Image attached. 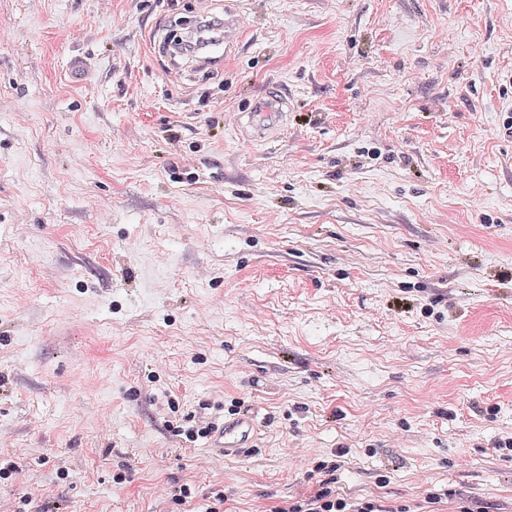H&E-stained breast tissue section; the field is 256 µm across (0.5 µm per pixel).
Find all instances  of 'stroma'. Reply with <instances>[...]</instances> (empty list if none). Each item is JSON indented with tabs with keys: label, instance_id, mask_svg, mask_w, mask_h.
Wrapping results in <instances>:
<instances>
[{
	"label": "stroma",
	"instance_id": "1",
	"mask_svg": "<svg viewBox=\"0 0 512 512\" xmlns=\"http://www.w3.org/2000/svg\"><path fill=\"white\" fill-rule=\"evenodd\" d=\"M227 10L233 59L161 56ZM509 123L512 0H0V512H262L340 448L337 492L512 512ZM258 424L253 416L225 420L218 426L208 448L223 458L239 457L245 448H254L258 436Z\"/></svg>",
	"mask_w": 512,
	"mask_h": 512
}]
</instances>
